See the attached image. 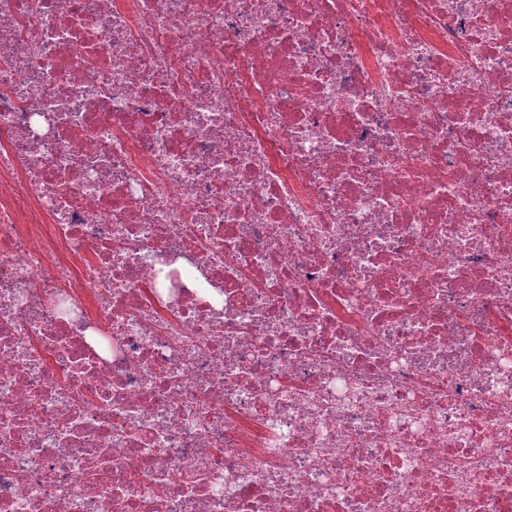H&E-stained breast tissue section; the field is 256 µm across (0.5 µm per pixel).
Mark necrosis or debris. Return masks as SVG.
Returning <instances> with one entry per match:
<instances>
[{"label": "necrosis or debris", "instance_id": "4bbe7bcc", "mask_svg": "<svg viewBox=\"0 0 512 512\" xmlns=\"http://www.w3.org/2000/svg\"><path fill=\"white\" fill-rule=\"evenodd\" d=\"M0 512H512V0H0Z\"/></svg>", "mask_w": 512, "mask_h": 512}]
</instances>
